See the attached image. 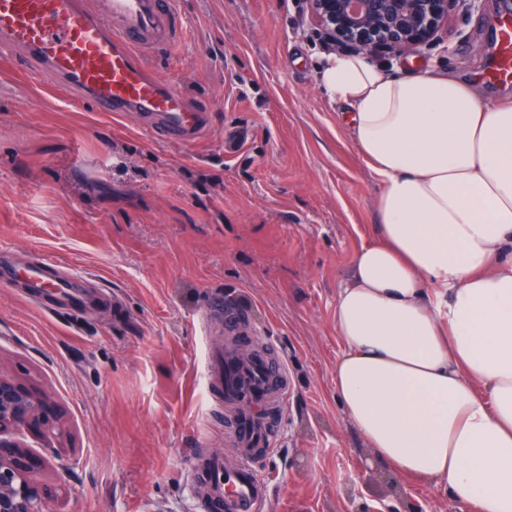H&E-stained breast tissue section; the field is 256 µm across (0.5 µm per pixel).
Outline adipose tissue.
I'll return each mask as SVG.
<instances>
[{"instance_id": "ef3b65f1", "label": "adipose tissue", "mask_w": 512, "mask_h": 512, "mask_svg": "<svg viewBox=\"0 0 512 512\" xmlns=\"http://www.w3.org/2000/svg\"><path fill=\"white\" fill-rule=\"evenodd\" d=\"M318 80L382 186L336 298V400L397 475L512 512V103L358 54Z\"/></svg>"}]
</instances>
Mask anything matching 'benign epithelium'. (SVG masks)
<instances>
[{
  "instance_id": "benign-epithelium-1",
  "label": "benign epithelium",
  "mask_w": 512,
  "mask_h": 512,
  "mask_svg": "<svg viewBox=\"0 0 512 512\" xmlns=\"http://www.w3.org/2000/svg\"><path fill=\"white\" fill-rule=\"evenodd\" d=\"M481 0H305L310 24L333 46L370 59L396 49L417 50L432 42L454 9L469 12ZM39 427L60 439L63 430L47 417L44 400L0 376V512H47L55 488L39 482L25 465L28 450L16 434Z\"/></svg>"
}]
</instances>
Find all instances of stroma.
I'll list each match as a JSON object with an SVG mask.
<instances>
[{
	"label": "stroma",
	"instance_id": "1",
	"mask_svg": "<svg viewBox=\"0 0 512 512\" xmlns=\"http://www.w3.org/2000/svg\"><path fill=\"white\" fill-rule=\"evenodd\" d=\"M506 0L450 17L429 51L382 58L436 69L487 100L512 81L485 76ZM191 28L149 60L205 105L211 133L185 147L59 95L50 77L0 59V249L14 268L63 263L74 310L0 287V375L30 387L64 431L21 437L51 512H202L197 454L220 452L224 408L203 364L223 293L278 347L288 402L278 442L254 465L272 512H469L445 492L396 477L337 403L342 351L333 309L355 252L375 235L381 186L320 88L329 50L303 0H180Z\"/></svg>",
	"mask_w": 512,
	"mask_h": 512
}]
</instances>
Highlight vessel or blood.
Wrapping results in <instances>:
<instances>
[{
  "label": "vessel or blood",
  "mask_w": 512,
  "mask_h": 512,
  "mask_svg": "<svg viewBox=\"0 0 512 512\" xmlns=\"http://www.w3.org/2000/svg\"><path fill=\"white\" fill-rule=\"evenodd\" d=\"M497 30L499 56L491 77L507 81L512 19H500ZM188 40L179 0H0V54H20L31 76L51 74L59 92H79L93 111L120 113L153 139L183 146L209 133V116L183 91L150 73L146 58L157 45L178 50ZM47 266L42 260L26 267L25 285L36 291L66 287V278H53ZM208 312L225 321L226 334L209 352L206 386L225 408L241 410L224 435L240 462L228 472L222 455L214 454L193 468L192 476L205 484L211 512H267L270 486L252 460L274 443L270 414L288 398V369L281 359L239 353V337L249 327L223 296L212 298Z\"/></svg>",
  "instance_id": "1"
}]
</instances>
